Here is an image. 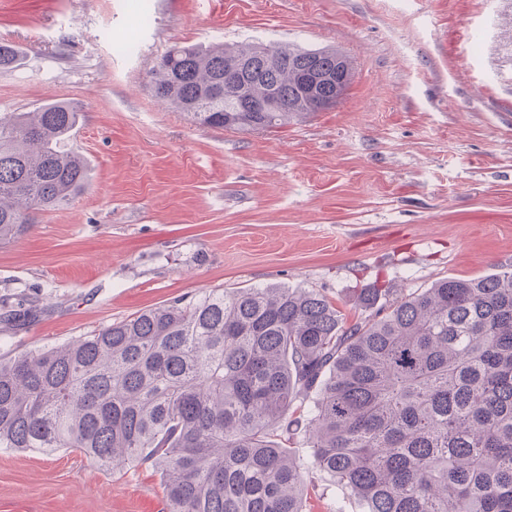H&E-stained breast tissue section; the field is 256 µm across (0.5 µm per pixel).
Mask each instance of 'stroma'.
I'll return each mask as SVG.
<instances>
[{
	"label": "stroma",
	"instance_id": "35a3bbf8",
	"mask_svg": "<svg viewBox=\"0 0 512 512\" xmlns=\"http://www.w3.org/2000/svg\"><path fill=\"white\" fill-rule=\"evenodd\" d=\"M325 46L355 77L285 128L193 122L150 94L174 45ZM0 113L67 102L91 180L0 243V360L202 292L314 288L368 317L512 265V0H0ZM307 512H365L316 472ZM148 466L0 448V512H164Z\"/></svg>",
	"mask_w": 512,
	"mask_h": 512
}]
</instances>
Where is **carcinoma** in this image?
I'll use <instances>...</instances> for the list:
<instances>
[{
	"mask_svg": "<svg viewBox=\"0 0 512 512\" xmlns=\"http://www.w3.org/2000/svg\"><path fill=\"white\" fill-rule=\"evenodd\" d=\"M261 48L174 46L152 95L226 130L313 116L298 75L336 51ZM271 90L288 111H224ZM78 122L62 102L0 114V242L85 187ZM384 296L350 321L313 288L217 289L0 360V448L148 464L167 512H305L314 471L367 512H512V265Z\"/></svg>",
	"mask_w": 512,
	"mask_h": 512,
	"instance_id": "obj_1",
	"label": "carcinoma"
}]
</instances>
